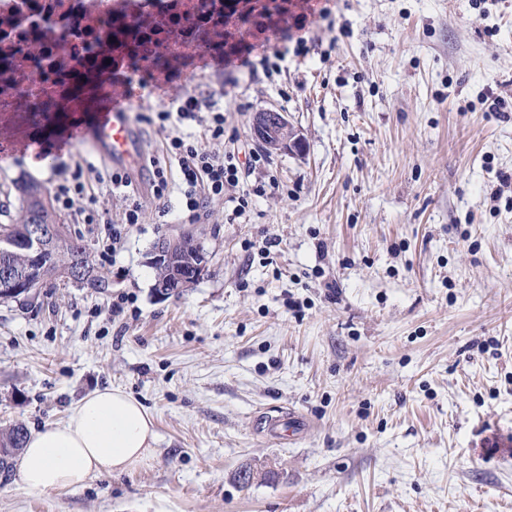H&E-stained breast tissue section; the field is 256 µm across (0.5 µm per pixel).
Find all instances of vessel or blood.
Instances as JSON below:
<instances>
[{"mask_svg":"<svg viewBox=\"0 0 512 512\" xmlns=\"http://www.w3.org/2000/svg\"><path fill=\"white\" fill-rule=\"evenodd\" d=\"M124 60L115 59L113 79L83 86L69 100L64 114L52 115L55 125L66 133L57 143L64 150L78 142L93 143L113 168L130 175L142 172L137 131L130 119L134 94L123 79Z\"/></svg>","mask_w":512,"mask_h":512,"instance_id":"1","label":"vessel or blood"}]
</instances>
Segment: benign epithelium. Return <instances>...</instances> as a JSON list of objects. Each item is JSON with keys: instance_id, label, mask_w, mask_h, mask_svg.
I'll return each instance as SVG.
<instances>
[{"instance_id": "obj_1", "label": "benign epithelium", "mask_w": 512, "mask_h": 512, "mask_svg": "<svg viewBox=\"0 0 512 512\" xmlns=\"http://www.w3.org/2000/svg\"><path fill=\"white\" fill-rule=\"evenodd\" d=\"M252 133L255 139L270 147H279L293 153L303 151V141L284 112L266 109L253 116ZM51 209L48 197L36 191L22 204L23 235H14L15 225L0 226V301L6 302L19 297L33 298L43 285L46 268L43 255L63 226L52 219L41 221L35 214ZM204 250L200 238L192 230H183L176 235L164 236L155 242L149 252V264L163 263L168 268L169 279L164 288H183L188 281L198 280L206 268L201 263L196 269L186 267L184 256L191 251ZM67 278L85 283L93 288L104 289L109 282L93 274L82 258L73 259L66 269Z\"/></svg>"}]
</instances>
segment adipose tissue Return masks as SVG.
<instances>
[{
  "label": "adipose tissue",
  "mask_w": 512,
  "mask_h": 512,
  "mask_svg": "<svg viewBox=\"0 0 512 512\" xmlns=\"http://www.w3.org/2000/svg\"><path fill=\"white\" fill-rule=\"evenodd\" d=\"M155 442L153 418L138 400L119 388H100L83 397L65 422L28 437L18 462L21 481L35 492L77 488L144 465Z\"/></svg>",
  "instance_id": "ef3b65f1"
}]
</instances>
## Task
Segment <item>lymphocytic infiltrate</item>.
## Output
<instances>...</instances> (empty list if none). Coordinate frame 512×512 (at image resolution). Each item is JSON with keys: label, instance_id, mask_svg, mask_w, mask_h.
<instances>
[{"label": "lymphocytic infiltrate", "instance_id": "1", "mask_svg": "<svg viewBox=\"0 0 512 512\" xmlns=\"http://www.w3.org/2000/svg\"><path fill=\"white\" fill-rule=\"evenodd\" d=\"M307 15H298L293 28H279V38L273 47L263 48L256 54L241 55L240 51H220L219 62L224 65L226 86L239 87L242 80L258 76L272 77L282 73L289 55L306 56L315 36ZM223 88L201 94L192 89L171 96L160 109L140 114L141 122L152 126L164 136V150L174 159L179 169V190L188 219H195L205 207L207 198L223 196L234 191V213L244 216L250 209L253 196L265 194L264 185L249 186L253 175L262 174L268 159L260 152H250L246 164H239L234 152L217 155L209 152L207 142L224 138V109L220 105ZM200 127V134L184 132V123ZM93 164H75L69 178L55 185L53 199L58 209L71 219L85 224L95 223L92 211L94 200L87 196L86 187L94 172ZM112 190L126 203L123 221L109 225L108 242L103 250L117 254L127 235L128 227L140 223L142 210L140 192L128 174L112 171L108 175Z\"/></svg>", "mask_w": 512, "mask_h": 512}]
</instances>
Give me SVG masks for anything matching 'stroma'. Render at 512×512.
Listing matches in <instances>:
<instances>
[{
    "label": "stroma",
    "instance_id": "obj_1",
    "mask_svg": "<svg viewBox=\"0 0 512 512\" xmlns=\"http://www.w3.org/2000/svg\"><path fill=\"white\" fill-rule=\"evenodd\" d=\"M322 47L224 97L287 113L303 154L270 151L272 193L188 221L141 187L118 258L74 224L105 291L64 279L0 302V427L64 421L95 389L151 413L153 461L74 490L0 484V512H512V0H312ZM90 143L0 164V206ZM208 270L158 298L153 244L186 228ZM129 295L125 313L112 302ZM309 426L269 437L266 415ZM270 473L238 483L243 469Z\"/></svg>",
    "mask_w": 512,
    "mask_h": 512
}]
</instances>
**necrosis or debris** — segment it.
Returning a JSON list of instances; mask_svg holds the SVG:
<instances>
[{
    "label": "necrosis or debris",
    "instance_id": "necrosis-or-debris-1",
    "mask_svg": "<svg viewBox=\"0 0 512 512\" xmlns=\"http://www.w3.org/2000/svg\"><path fill=\"white\" fill-rule=\"evenodd\" d=\"M139 0H0V109L27 112L59 101L77 82L133 60L154 30L141 25ZM86 29L77 45L72 24Z\"/></svg>",
    "mask_w": 512,
    "mask_h": 512
}]
</instances>
